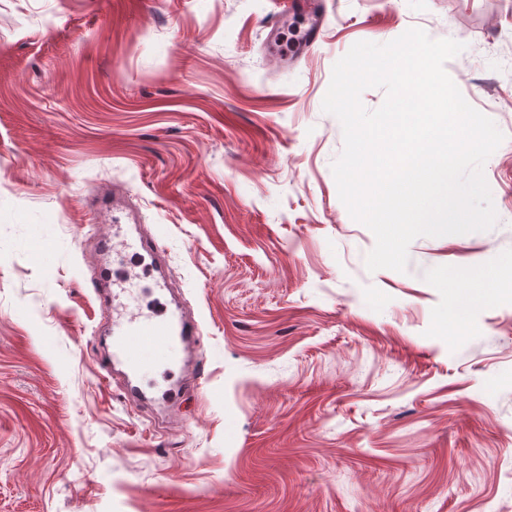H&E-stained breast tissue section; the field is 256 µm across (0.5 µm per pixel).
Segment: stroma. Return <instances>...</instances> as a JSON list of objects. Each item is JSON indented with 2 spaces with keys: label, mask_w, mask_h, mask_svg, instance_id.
Here are the masks:
<instances>
[{
  "label": "stroma",
  "mask_w": 512,
  "mask_h": 512,
  "mask_svg": "<svg viewBox=\"0 0 512 512\" xmlns=\"http://www.w3.org/2000/svg\"><path fill=\"white\" fill-rule=\"evenodd\" d=\"M284 0H0V512H512V0H328L276 59ZM505 139L487 231L422 236L369 272L322 110L359 41L410 28ZM120 191L135 221L100 224ZM153 239L165 287L112 231ZM129 307L178 297L203 367L159 413L177 352L103 370L101 261ZM455 272V286L439 278ZM497 290L455 304L475 273ZM326 13V1L289 0L286 1V7L280 15V19H288V15H301L304 17L307 27L304 31L303 41L298 45L297 49L300 46L308 49L320 40Z\"/></svg>",
  "instance_id": "35a3bbf8"
}]
</instances>
